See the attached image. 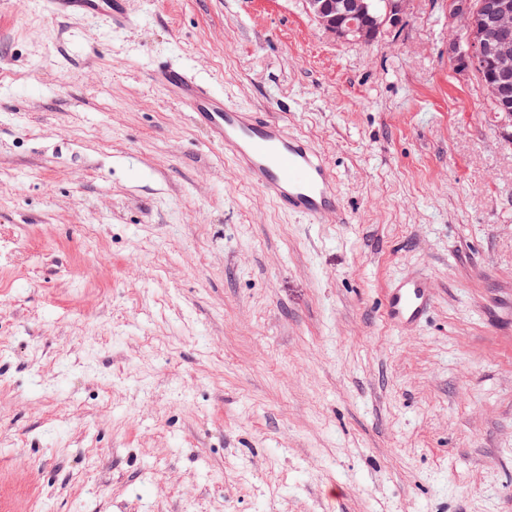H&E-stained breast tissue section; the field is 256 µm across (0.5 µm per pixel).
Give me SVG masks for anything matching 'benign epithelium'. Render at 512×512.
<instances>
[{"instance_id":"1","label":"benign epithelium","mask_w":512,"mask_h":512,"mask_svg":"<svg viewBox=\"0 0 512 512\" xmlns=\"http://www.w3.org/2000/svg\"><path fill=\"white\" fill-rule=\"evenodd\" d=\"M407 3L391 0L380 22L370 13V0H305L324 33L363 44L375 42L385 27L397 26ZM448 28L465 34L460 58L483 74L490 101L506 97L512 81V0H448Z\"/></svg>"}]
</instances>
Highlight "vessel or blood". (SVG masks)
<instances>
[{"mask_svg":"<svg viewBox=\"0 0 512 512\" xmlns=\"http://www.w3.org/2000/svg\"><path fill=\"white\" fill-rule=\"evenodd\" d=\"M52 16L79 15L120 29L130 21L127 0H40ZM151 81L181 104L189 118L211 134L238 168L265 196L288 211L313 221L343 214L336 176L311 142L275 118H265L226 102L210 85L169 61L155 63ZM432 302L428 279L412 273L385 296L388 320L406 328L420 323Z\"/></svg>","mask_w":512,"mask_h":512,"instance_id":"b4317fda","label":"vessel or blood"}]
</instances>
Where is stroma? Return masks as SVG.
I'll list each match as a JSON object with an SVG mask.
<instances>
[{
    "label": "stroma",
    "mask_w": 512,
    "mask_h": 512,
    "mask_svg": "<svg viewBox=\"0 0 512 512\" xmlns=\"http://www.w3.org/2000/svg\"><path fill=\"white\" fill-rule=\"evenodd\" d=\"M128 7L0 0V512H512V118L446 0L371 44L304 0ZM163 59L309 140L345 219L278 210ZM40 5L51 16L79 15L104 21L114 29L130 21L126 0H40ZM432 302V289L421 273H411L395 283L385 296L384 308L388 320L406 328L420 323Z\"/></svg>",
    "instance_id": "obj_1"
}]
</instances>
